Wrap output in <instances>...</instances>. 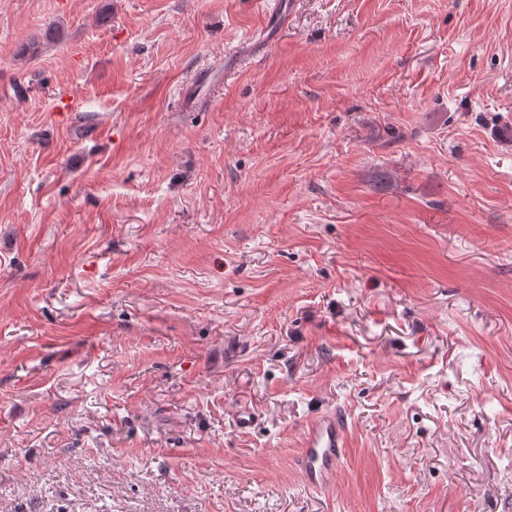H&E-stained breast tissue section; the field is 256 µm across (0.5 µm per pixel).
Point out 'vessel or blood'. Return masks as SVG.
Wrapping results in <instances>:
<instances>
[{
  "label": "vessel or blood",
  "mask_w": 512,
  "mask_h": 512,
  "mask_svg": "<svg viewBox=\"0 0 512 512\" xmlns=\"http://www.w3.org/2000/svg\"><path fill=\"white\" fill-rule=\"evenodd\" d=\"M223 79V71L198 68L181 86L179 99L188 107L203 105ZM346 431L343 418L333 412L322 413L304 426L296 468L309 488L322 491L334 485L347 447Z\"/></svg>",
  "instance_id": "vessel-or-blood-1"
}]
</instances>
